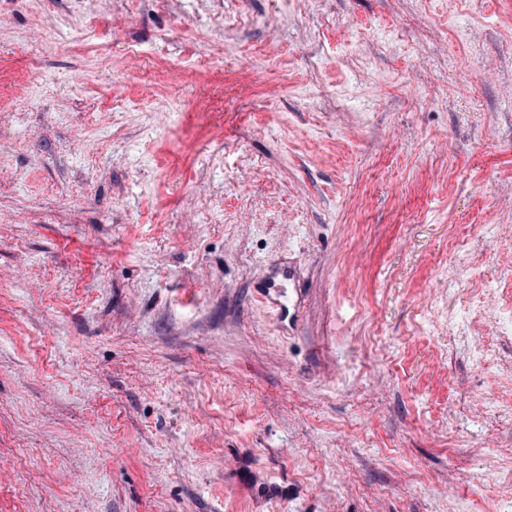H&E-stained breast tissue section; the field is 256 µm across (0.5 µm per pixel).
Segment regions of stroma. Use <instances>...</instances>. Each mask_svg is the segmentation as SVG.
<instances>
[{
  "label": "stroma",
  "instance_id": "stroma-1",
  "mask_svg": "<svg viewBox=\"0 0 512 512\" xmlns=\"http://www.w3.org/2000/svg\"><path fill=\"white\" fill-rule=\"evenodd\" d=\"M509 310L512 0H0V512H499Z\"/></svg>",
  "mask_w": 512,
  "mask_h": 512
}]
</instances>
